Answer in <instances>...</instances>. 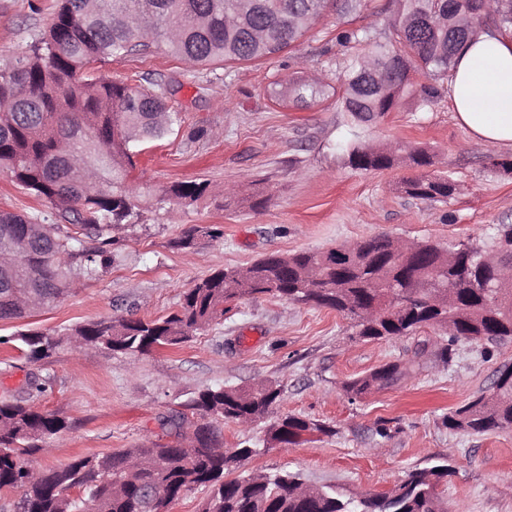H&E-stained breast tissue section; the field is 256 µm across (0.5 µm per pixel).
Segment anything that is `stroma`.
<instances>
[{"label":"stroma","mask_w":512,"mask_h":512,"mask_svg":"<svg viewBox=\"0 0 512 512\" xmlns=\"http://www.w3.org/2000/svg\"><path fill=\"white\" fill-rule=\"evenodd\" d=\"M388 4L362 0L349 15L329 10L291 49L259 61L189 69L159 45L144 57L96 64V75L111 80L167 87L168 105L181 117L171 134L139 155L134 185L155 193L177 181L205 179L215 201L195 209L170 203L142 209L139 225L113 231L122 243L118 262L28 318L0 320V336L128 314L163 317L201 278L248 266L266 253L326 249L380 234L445 244L481 238L492 224H512V174L492 167L491 146L473 143L457 124L447 81H439L440 94L428 108L401 99L360 132L374 147L401 141L427 148L433 172L460 186L445 204L400 190L402 180L415 174L409 164L384 171L351 167L342 147L354 124L335 95L306 108L275 102L276 84L302 71L335 83L344 61L337 29L384 28ZM54 8L55 0H0V67L28 53ZM259 181L268 196L264 208L217 207L225 186L246 195ZM211 225L222 229L221 238L202 236L193 248L177 247L187 228ZM429 339L422 332L364 342L336 311L271 297L244 299L192 340L142 355L72 345L32 362L0 345V398L18 394L29 376L51 377L46 392L30 400L67 422L51 452L33 458L51 468L150 444L162 434L163 417L201 389L270 379L283 389L277 415L315 419L333 433L241 459L238 474L291 471L313 486L377 494L391 491L411 470L444 461V496L453 512H512V431L475 435L441 423L449 410L491 389L498 369L512 365V342L487 353L459 341L446 365ZM397 360L411 363L409 376L361 399L346 394V381ZM383 422L390 437L375 434Z\"/></svg>","instance_id":"35a3bbf8"}]
</instances>
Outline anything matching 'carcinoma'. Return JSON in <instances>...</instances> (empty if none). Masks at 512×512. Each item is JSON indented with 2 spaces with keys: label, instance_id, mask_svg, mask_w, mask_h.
I'll return each mask as SVG.
<instances>
[{
  "label": "carcinoma",
  "instance_id": "cac0c4a2",
  "mask_svg": "<svg viewBox=\"0 0 512 512\" xmlns=\"http://www.w3.org/2000/svg\"><path fill=\"white\" fill-rule=\"evenodd\" d=\"M332 0H56L49 28L17 61L20 70H0V170L58 210L60 222L39 213L0 211V251L13 247L18 230L36 224L39 233L27 252L0 266V320L30 314L12 301L17 292L49 306L83 280L96 278L118 256L112 230L134 226L138 203L150 195L130 184L135 158L180 122L170 111L167 91L94 76L92 65L141 54L149 38L161 42L189 67L268 58L297 42ZM476 0H392L394 14L379 31L372 25L344 28L336 45L348 64L336 91L341 111L368 127L391 112L404 95L427 107L439 95L437 81L448 78L461 48L479 33L512 30V0H491L490 10L472 13ZM418 74L424 82L416 83ZM326 84L297 76L277 100L307 105L321 99ZM350 166L385 170L405 162L416 169L433 165L424 148L398 141L374 148L359 140L345 144ZM458 190L446 175L423 172L402 182V191L426 202L445 203ZM210 197L206 180L181 181L160 190L157 201L196 208ZM212 238L223 230L191 228L177 246H194L198 232ZM395 239L378 235L337 249L269 253L246 267L212 272L184 292L177 311L156 319L133 316L98 320L52 334L25 329L5 337L31 361L50 357L78 336L87 347L113 354H146L191 340L220 320L228 305L269 296L328 308L351 320L363 341L401 340L448 322L449 338L435 342L436 357L447 363L461 339L499 345L512 339V287L498 283L487 259L512 258V224H497L485 240L443 246L418 243L406 254ZM410 364L394 361L344 384L351 399L395 384ZM493 390L443 416L450 430L474 434L512 430V373ZM47 381L28 378L22 395L0 400V491H17L14 512H171V501L203 487L200 512H446L442 482L448 465L409 471L396 489L370 496H344L310 487L298 473L234 475L235 464L264 449L241 442L231 453L221 422L249 427L271 417L282 399L274 381L250 388L218 385L195 393L183 409L162 420L169 440L83 456L56 468H39L30 457L51 451L50 442L66 427L28 399ZM203 423L199 448L179 446L188 415ZM287 443L300 433L330 434L325 424L285 415L270 424Z\"/></svg>",
  "mask_w": 512,
  "mask_h": 512
}]
</instances>
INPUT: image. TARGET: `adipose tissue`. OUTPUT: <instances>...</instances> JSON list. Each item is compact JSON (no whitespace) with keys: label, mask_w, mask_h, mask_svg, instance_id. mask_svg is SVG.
<instances>
[{"label":"adipose tissue","mask_w":512,"mask_h":512,"mask_svg":"<svg viewBox=\"0 0 512 512\" xmlns=\"http://www.w3.org/2000/svg\"><path fill=\"white\" fill-rule=\"evenodd\" d=\"M448 88L454 118L474 142L512 147V36L482 34L464 47Z\"/></svg>","instance_id":"1"}]
</instances>
